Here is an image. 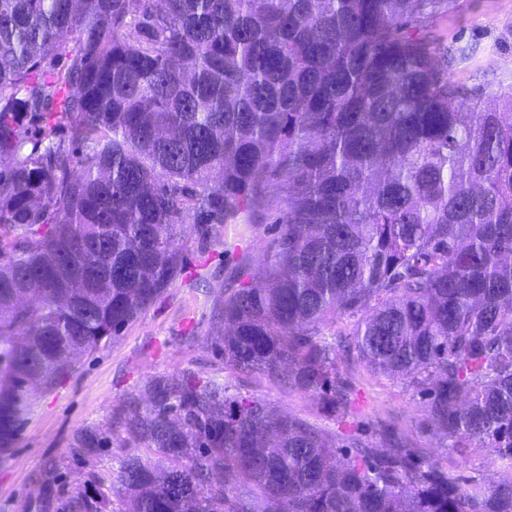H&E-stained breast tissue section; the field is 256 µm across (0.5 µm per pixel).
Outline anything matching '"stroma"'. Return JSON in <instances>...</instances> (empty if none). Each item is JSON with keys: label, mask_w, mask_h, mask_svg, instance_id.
<instances>
[{"label": "stroma", "mask_w": 512, "mask_h": 512, "mask_svg": "<svg viewBox=\"0 0 512 512\" xmlns=\"http://www.w3.org/2000/svg\"><path fill=\"white\" fill-rule=\"evenodd\" d=\"M426 32L446 51V70L455 81L486 93L512 86V0H456L453 9L430 19ZM275 217L260 210L205 237L196 225L182 226L186 274L108 344L80 355L52 389L31 391L21 429L0 456V512H45L42 488L49 482L63 498L79 487L100 486L110 512H119L123 497L109 489L113 471L129 454L146 461L152 454L135 449L116 418L127 398L142 395L157 376L228 383L279 414L316 425L328 439L358 435L380 453L402 443L454 479L488 485L512 477V468L487 449H448L425 397L360 357L339 361L351 400L338 416L325 411L317 394L226 368L216 350L214 313L242 284L241 269L256 270L273 247ZM88 430L106 441L89 459L72 449L75 437Z\"/></svg>", "instance_id": "obj_1"}]
</instances>
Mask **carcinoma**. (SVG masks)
Segmentation results:
<instances>
[{
  "label": "carcinoma",
  "mask_w": 512,
  "mask_h": 512,
  "mask_svg": "<svg viewBox=\"0 0 512 512\" xmlns=\"http://www.w3.org/2000/svg\"><path fill=\"white\" fill-rule=\"evenodd\" d=\"M456 0H0V453L76 355L112 340L207 236L277 202L224 298V365L344 412L342 341L430 396L449 448L512 463V88L454 82L417 29ZM129 399L125 512H512L404 448L189 376ZM75 452L92 457L89 431ZM77 490L62 512H103Z\"/></svg>",
  "instance_id": "obj_1"
}]
</instances>
